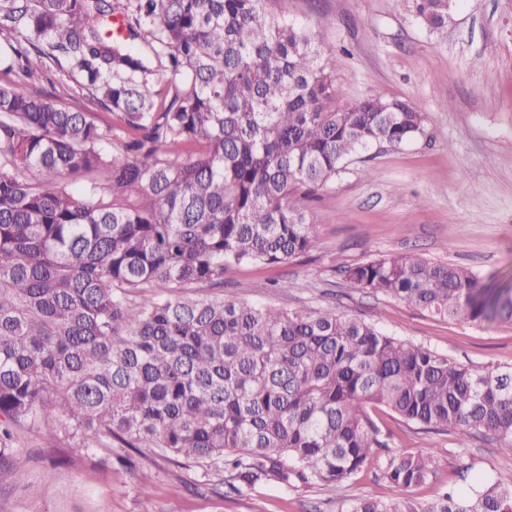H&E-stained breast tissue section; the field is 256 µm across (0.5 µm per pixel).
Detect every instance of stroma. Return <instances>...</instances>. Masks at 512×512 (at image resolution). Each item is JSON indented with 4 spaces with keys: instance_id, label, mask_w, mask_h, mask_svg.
<instances>
[{
    "instance_id": "1",
    "label": "stroma",
    "mask_w": 512,
    "mask_h": 512,
    "mask_svg": "<svg viewBox=\"0 0 512 512\" xmlns=\"http://www.w3.org/2000/svg\"><path fill=\"white\" fill-rule=\"evenodd\" d=\"M271 9L319 34L334 55L337 104L372 94L400 99L425 115V134L353 157L319 189L312 206L318 246L282 266L233 265L225 296L283 309L313 308L376 323L383 331L468 364L512 365V326L448 321L349 285L338 266L419 254L512 283V0H458L447 27L433 30L413 0H272ZM290 281L288 291L272 281ZM371 417L386 435L370 463L341 488L260 485L237 493L223 464H194L156 449L85 448L79 439L24 426L0 455V512H340L344 500L373 495L424 504L458 485L457 469L512 487V456L475 440L458 447L384 410ZM427 452L434 482L405 489L384 480L389 453ZM26 460L23 479L12 457Z\"/></svg>"
}]
</instances>
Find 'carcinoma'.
<instances>
[{"mask_svg":"<svg viewBox=\"0 0 512 512\" xmlns=\"http://www.w3.org/2000/svg\"><path fill=\"white\" fill-rule=\"evenodd\" d=\"M268 2L0 0L7 71L32 83L54 66L112 115L0 83V447L42 425L87 448L222 460L238 492L339 488L385 446L371 418L385 408L512 454V366L334 312L185 293L310 253L315 191L351 156L425 134L401 100L336 105V60ZM414 2L440 29L455 0ZM338 271L433 317L512 325V288L455 264L396 254ZM470 470L428 505L362 496L344 512H512V487ZM383 476L420 486L434 459L393 454Z\"/></svg>","mask_w":512,"mask_h":512,"instance_id":"obj_1","label":"carcinoma"}]
</instances>
